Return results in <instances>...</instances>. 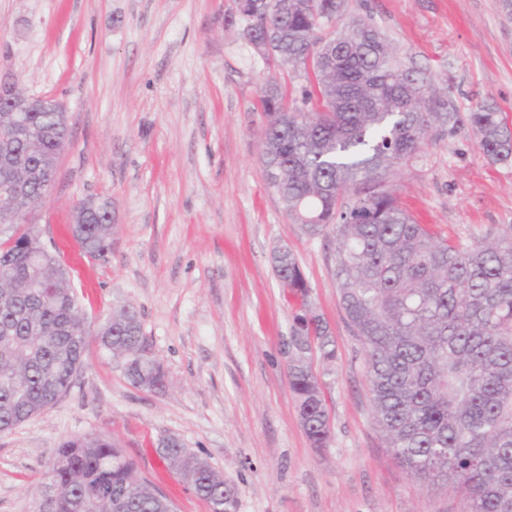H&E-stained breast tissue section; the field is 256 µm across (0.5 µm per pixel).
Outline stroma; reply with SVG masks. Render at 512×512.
I'll list each match as a JSON object with an SVG mask.
<instances>
[{
	"label": "stroma",
	"mask_w": 512,
	"mask_h": 512,
	"mask_svg": "<svg viewBox=\"0 0 512 512\" xmlns=\"http://www.w3.org/2000/svg\"><path fill=\"white\" fill-rule=\"evenodd\" d=\"M467 115L494 102L512 123V10L504 0H348ZM282 74L242 35L236 0H0V82L68 113L69 142L33 222L57 251L89 328L134 305L168 376L134 388L90 343L69 393L0 435V512H41L66 438L97 433L134 458L175 512H210L152 448L172 435L237 489V512H467L412 479L377 431L365 356L352 337L327 236L309 238L267 186L262 87ZM394 185L422 223L467 244L512 225V163L491 162L469 126L429 132ZM112 204L110 249L65 233L74 205ZM296 255L336 342L331 438L312 447L288 380L291 308L272 268Z\"/></svg>",
	"instance_id": "35a3bbf8"
}]
</instances>
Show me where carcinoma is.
Segmentation results:
<instances>
[{"label":"carcinoma","mask_w":512,"mask_h":512,"mask_svg":"<svg viewBox=\"0 0 512 512\" xmlns=\"http://www.w3.org/2000/svg\"><path fill=\"white\" fill-rule=\"evenodd\" d=\"M346 14L347 0H240L246 40H267L257 55L306 79L294 96L275 81L261 90L266 183L304 235L332 236L341 308L366 355L387 448L415 480L460 494L468 512H512V228L464 247L403 206L395 172L429 131L452 132L461 119L370 19ZM340 21V32L324 36ZM15 116L0 105V182L26 187L15 221L0 223V434L67 394L93 340L133 387H167L136 309L112 310L90 335L65 267L29 223L69 141L66 113L31 112L23 130ZM466 121L490 161L512 162L503 113L482 103ZM69 232L91 255L108 249L111 203L81 201ZM272 262L294 308L290 388L305 434L325 448L329 396L313 361L334 364L336 344L296 257L276 250ZM155 452L211 512H236L235 487L206 458L171 435ZM49 475L60 490L56 512H174L99 434L61 442Z\"/></svg>","instance_id":"carcinoma-1"}]
</instances>
